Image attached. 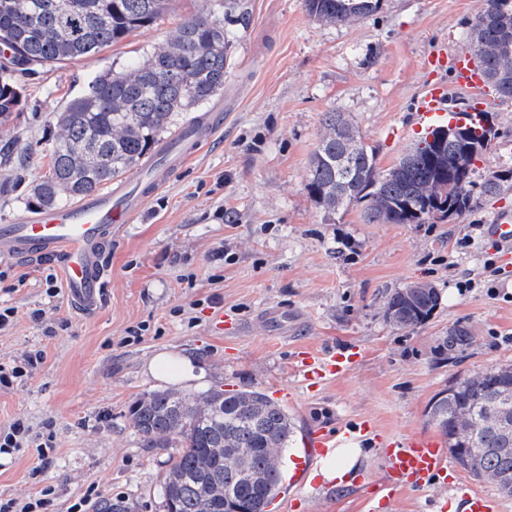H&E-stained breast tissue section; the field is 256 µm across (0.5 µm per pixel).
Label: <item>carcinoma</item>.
<instances>
[{
  "label": "carcinoma",
  "mask_w": 512,
  "mask_h": 512,
  "mask_svg": "<svg viewBox=\"0 0 512 512\" xmlns=\"http://www.w3.org/2000/svg\"><path fill=\"white\" fill-rule=\"evenodd\" d=\"M169 0H0V123L20 110V78L45 73L96 53L152 25ZM236 0H214L184 21L177 34L126 71L103 73L56 117L48 173L32 184V210L61 207L97 194L139 170L159 151L174 117L201 108L224 90L231 39L224 10ZM312 17L346 24L377 13L381 0H304ZM488 86L512 100V0H485L468 29ZM326 135L316 146L305 188L328 219L360 207L369 224H428L470 211L498 196L512 170L472 179L497 130L493 116L465 117L428 132L388 169L375 147L341 112L325 113ZM440 293L420 282L390 294L385 317L397 329L425 322ZM471 336L450 328L437 340L449 359ZM430 418L465 470L512 496V364L456 378L432 400ZM147 448L178 449L164 474L166 512H266L282 482L281 459L295 423L258 390L214 389L199 399L180 391L143 394L131 407Z\"/></svg>",
  "instance_id": "obj_1"
}]
</instances>
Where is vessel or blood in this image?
<instances>
[{"label": "vessel or blood", "mask_w": 512, "mask_h": 512, "mask_svg": "<svg viewBox=\"0 0 512 512\" xmlns=\"http://www.w3.org/2000/svg\"><path fill=\"white\" fill-rule=\"evenodd\" d=\"M425 67L430 82L416 106V125L431 129L446 119L443 106L448 98L449 85L475 91L477 97L470 114L485 111L487 100L479 93L485 87L483 70L473 51L459 49L453 54L438 53L427 58ZM450 72L451 83L439 80L442 72ZM216 113L196 116L182 128L164 151L170 159L168 169L179 166L194 150L196 144L207 139L216 128ZM166 172L139 183L134 197H127L124 186L103 195H94L63 208H46L18 217L13 223L0 225V256L23 258H50L61 266L70 301L82 311L96 308L104 277L102 264L106 243L121 224L140 212L166 180ZM361 358L357 345L333 347L322 351L304 349L298 352L296 370L309 385L318 387L334 376L343 374ZM357 431L343 436L327 430H313L305 444L302 456L295 460V472L307 479L317 460L331 449L356 441ZM454 463L446 449L431 437L410 435L396 441H386L384 465L377 484L378 492L390 497L400 491L419 490L434 478L453 470ZM464 512H501L498 499L490 494L470 490L462 496Z\"/></svg>", "instance_id": "obj_1"}]
</instances>
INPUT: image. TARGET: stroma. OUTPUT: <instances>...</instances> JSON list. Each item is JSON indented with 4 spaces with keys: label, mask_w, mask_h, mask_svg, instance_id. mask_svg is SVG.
Here are the masks:
<instances>
[{
    "label": "stroma",
    "mask_w": 512,
    "mask_h": 512,
    "mask_svg": "<svg viewBox=\"0 0 512 512\" xmlns=\"http://www.w3.org/2000/svg\"><path fill=\"white\" fill-rule=\"evenodd\" d=\"M208 5L170 0L152 26L25 83L19 113L0 124V225L26 213L30 185L48 169L55 113L101 73L142 61ZM483 7L381 0L375 15L343 25L310 16L303 0H241L225 11L233 53L218 96L221 124L113 236L99 309L83 315L70 306L55 261L0 257V305L18 310L0 333V362L44 352L28 379L0 389V429L23 416L53 445L43 459L30 450L0 457V498L23 501L50 486L47 512H68L87 492L89 512H165L160 484L177 451L145 447L130 414L142 394L168 389L146 371L165 350L204 370L193 394L257 389L276 399L295 421L294 448L318 428L375 425L344 484H321L315 496L284 482L270 512H451L441 481L393 500L373 495L380 439L440 438L428 409L449 380L512 362V246L494 250L489 235L495 213L512 210V185L449 221L368 224L356 208L328 221L305 179L328 112L345 113L381 168L406 155L420 138L413 115L427 57L469 46V24ZM491 112L498 136L476 164L478 183L512 168V102ZM489 256L500 269L493 293L483 283ZM50 276L60 290L54 299L45 294ZM467 280L471 288L461 289ZM417 282L438 288V308L414 328L390 326L388 294ZM37 309L41 320H31ZM223 312L244 329H219ZM62 318L68 330L44 336ZM139 325L141 339L126 342ZM455 326L472 342L449 360L437 339ZM349 343L361 361L323 387L295 373L300 349Z\"/></svg>",
    "instance_id": "stroma-1"
}]
</instances>
